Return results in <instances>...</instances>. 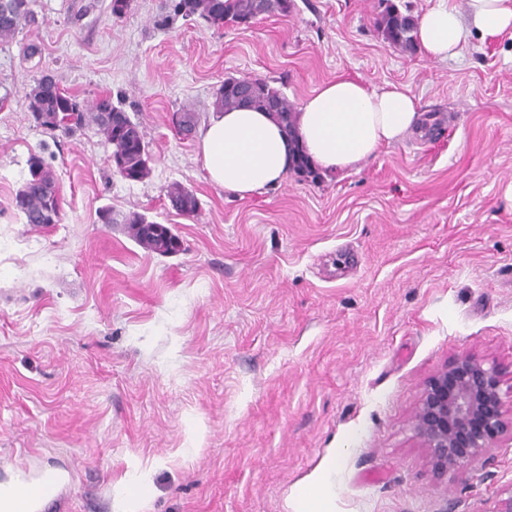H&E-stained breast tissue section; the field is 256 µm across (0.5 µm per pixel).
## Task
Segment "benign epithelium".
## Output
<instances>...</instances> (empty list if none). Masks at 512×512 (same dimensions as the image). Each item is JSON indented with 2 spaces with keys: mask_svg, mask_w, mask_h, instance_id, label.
<instances>
[{
  "mask_svg": "<svg viewBox=\"0 0 512 512\" xmlns=\"http://www.w3.org/2000/svg\"><path fill=\"white\" fill-rule=\"evenodd\" d=\"M501 380L496 366L464 355L422 395L414 427L440 471L472 466L503 431ZM468 451L457 452L460 444Z\"/></svg>",
  "mask_w": 512,
  "mask_h": 512,
  "instance_id": "7a95c632",
  "label": "benign epithelium"
}]
</instances>
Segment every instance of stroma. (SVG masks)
I'll use <instances>...</instances> for the list:
<instances>
[{"instance_id": "1", "label": "stroma", "mask_w": 512, "mask_h": 512, "mask_svg": "<svg viewBox=\"0 0 512 512\" xmlns=\"http://www.w3.org/2000/svg\"><path fill=\"white\" fill-rule=\"evenodd\" d=\"M238 27L154 20L164 0H35L0 43V484L53 472L41 512H491L512 495V36L432 61L388 43L378 0H293ZM40 48L30 56L27 44ZM85 106L121 102L151 173L112 167L95 126L35 127L45 74ZM343 74L406 86L426 124L356 168L239 199L212 184L174 112L213 115L224 78L301 105ZM41 155L59 223L12 200ZM177 182L200 207L182 215ZM168 225L146 252L102 207ZM462 355L497 366L505 429L436 474L412 424Z\"/></svg>"}]
</instances>
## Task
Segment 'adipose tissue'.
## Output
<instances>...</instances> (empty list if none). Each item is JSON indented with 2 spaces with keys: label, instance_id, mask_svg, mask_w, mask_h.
<instances>
[{
  "label": "adipose tissue",
  "instance_id": "1",
  "mask_svg": "<svg viewBox=\"0 0 512 512\" xmlns=\"http://www.w3.org/2000/svg\"><path fill=\"white\" fill-rule=\"evenodd\" d=\"M491 41L512 34V0H429L417 20L420 52L434 61L459 55L471 34ZM418 98L395 84L382 88L343 75L316 87L301 105L293 134L265 112L241 108L214 113L198 134L210 181L241 199L280 184L292 171L297 147L336 173L355 168L399 140L421 120Z\"/></svg>",
  "mask_w": 512,
  "mask_h": 512
}]
</instances>
